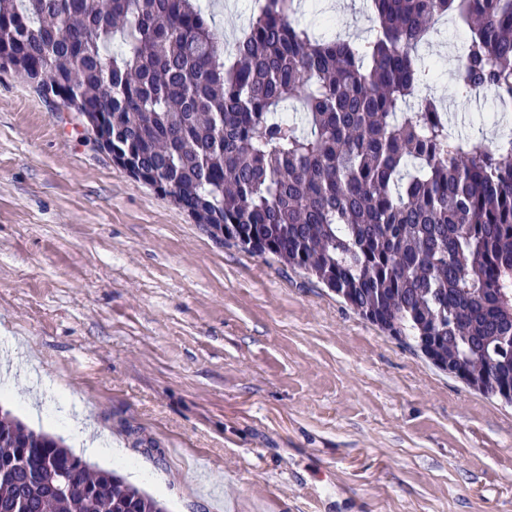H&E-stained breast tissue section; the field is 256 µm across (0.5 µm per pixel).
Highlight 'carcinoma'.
<instances>
[{
    "mask_svg": "<svg viewBox=\"0 0 512 512\" xmlns=\"http://www.w3.org/2000/svg\"><path fill=\"white\" fill-rule=\"evenodd\" d=\"M325 38L254 0L232 52L199 0H0V67L100 120L215 235L305 270L440 369L512 388V135L457 134L419 48L452 16L457 92L512 110V0H368ZM68 475L62 494L50 473ZM0 512H167L0 413Z\"/></svg>",
    "mask_w": 512,
    "mask_h": 512,
    "instance_id": "obj_1",
    "label": "carcinoma"
}]
</instances>
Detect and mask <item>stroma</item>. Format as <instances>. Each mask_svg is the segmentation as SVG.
<instances>
[{
	"label": "stroma",
	"mask_w": 512,
	"mask_h": 512,
	"mask_svg": "<svg viewBox=\"0 0 512 512\" xmlns=\"http://www.w3.org/2000/svg\"><path fill=\"white\" fill-rule=\"evenodd\" d=\"M326 34L365 35L361 0ZM433 90L477 137L485 101ZM0 409L80 413L168 512H512V405L196 224L0 68ZM39 393L44 417L23 403Z\"/></svg>",
	"instance_id": "35a3bbf8"
}]
</instances>
